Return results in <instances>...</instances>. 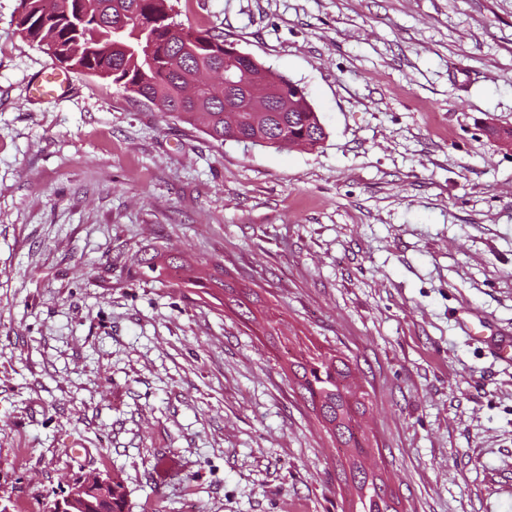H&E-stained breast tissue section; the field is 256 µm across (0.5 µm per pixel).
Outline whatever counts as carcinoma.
I'll return each instance as SVG.
<instances>
[{"instance_id":"carcinoma-1","label":"carcinoma","mask_w":512,"mask_h":512,"mask_svg":"<svg viewBox=\"0 0 512 512\" xmlns=\"http://www.w3.org/2000/svg\"><path fill=\"white\" fill-rule=\"evenodd\" d=\"M118 17L131 24L115 35L112 25ZM15 24L62 68L78 75L107 69L112 84L137 99L159 102L162 114L200 127L215 141L283 149L281 141L288 138L314 147L325 138L319 113L304 91L293 112H269L257 120L250 112L236 111L251 95L243 74L254 69L253 62L231 51L222 32L183 27L172 0H19ZM202 70L231 74L239 85L232 94L217 97L196 79ZM204 287L212 298L223 295L240 309L252 303L250 289L220 276H211ZM284 358L304 398L328 425L326 431L352 449L347 464L359 489L354 512H398L394 496L377 491L381 477L363 466L370 448L357 428V416L366 411L368 393L350 389L349 364L316 347L295 354L286 347ZM126 506V490L115 480L112 512H125Z\"/></svg>"}]
</instances>
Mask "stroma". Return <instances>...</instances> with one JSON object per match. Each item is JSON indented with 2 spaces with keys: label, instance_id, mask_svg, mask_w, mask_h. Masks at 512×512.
Listing matches in <instances>:
<instances>
[{
  "label": "stroma",
  "instance_id": "35a3bbf8",
  "mask_svg": "<svg viewBox=\"0 0 512 512\" xmlns=\"http://www.w3.org/2000/svg\"><path fill=\"white\" fill-rule=\"evenodd\" d=\"M0 0V512H348L280 337L360 377L400 512H512V0H175L296 81L315 149L219 143L50 56ZM219 265L253 317L146 276ZM278 322V339L263 333ZM482 322V338L462 323ZM70 84L71 79L69 77L55 72L51 67H45L41 71L40 81L36 89L45 95L60 97L68 91ZM126 496L121 482L101 473H92L70 483L67 494L55 503L52 511L125 512Z\"/></svg>",
  "mask_w": 512,
  "mask_h": 512
}]
</instances>
